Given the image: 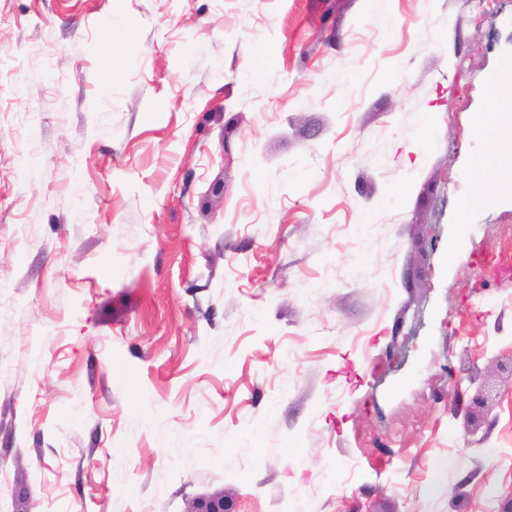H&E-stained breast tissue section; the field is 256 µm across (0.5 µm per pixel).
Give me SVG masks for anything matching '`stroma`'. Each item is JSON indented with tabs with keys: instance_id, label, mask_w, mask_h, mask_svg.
<instances>
[{
	"instance_id": "1",
	"label": "stroma",
	"mask_w": 512,
	"mask_h": 512,
	"mask_svg": "<svg viewBox=\"0 0 512 512\" xmlns=\"http://www.w3.org/2000/svg\"><path fill=\"white\" fill-rule=\"evenodd\" d=\"M492 76L512 0H0V512L502 506ZM128 26L126 19L118 13L111 16L109 26L105 29L101 38V47L105 59L112 57V45L116 41V36L121 34Z\"/></svg>"
}]
</instances>
